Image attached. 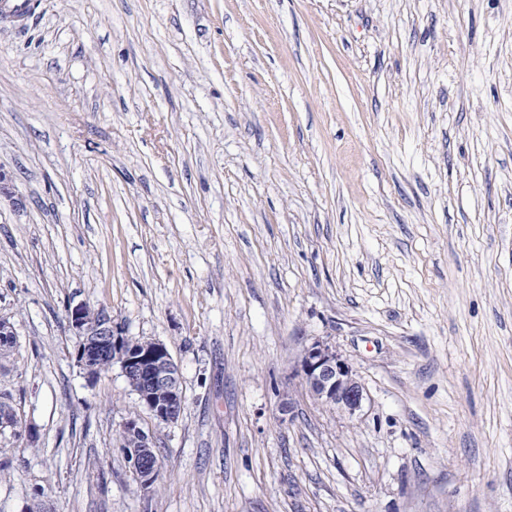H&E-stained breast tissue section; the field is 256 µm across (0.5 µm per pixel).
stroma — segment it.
Masks as SVG:
<instances>
[{
	"label": "stroma",
	"mask_w": 512,
	"mask_h": 512,
	"mask_svg": "<svg viewBox=\"0 0 512 512\" xmlns=\"http://www.w3.org/2000/svg\"><path fill=\"white\" fill-rule=\"evenodd\" d=\"M0 168V393L38 433L0 438V512H512V0H32ZM80 303L167 345L176 423L84 377ZM316 341L355 419L306 393ZM300 377L310 396L349 418L361 410L364 388L347 359L327 345L312 343L303 350ZM119 433L120 449L131 459L133 472L141 479L145 485H149L156 479L158 464L154 460L152 448H154V438L149 432H146L139 422L137 416H129L123 422ZM133 440L137 448H132V442L125 438Z\"/></svg>",
	"instance_id": "35a3bbf8"
}]
</instances>
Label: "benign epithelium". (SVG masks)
Here are the masks:
<instances>
[{
  "label": "benign epithelium",
  "instance_id": "benign-epithelium-1",
  "mask_svg": "<svg viewBox=\"0 0 512 512\" xmlns=\"http://www.w3.org/2000/svg\"><path fill=\"white\" fill-rule=\"evenodd\" d=\"M67 319L79 336L77 366L87 377H96L105 360L117 363L142 407L166 424L178 421L185 408V394L179 367L164 343L130 337L105 311L82 303L67 310ZM299 371L314 400L350 418L361 410L364 388L348 360L329 346L319 342L307 346ZM121 431L136 443V447L124 449L133 472L144 484H151L158 468L153 435L140 426L136 416L126 418Z\"/></svg>",
  "mask_w": 512,
  "mask_h": 512
}]
</instances>
